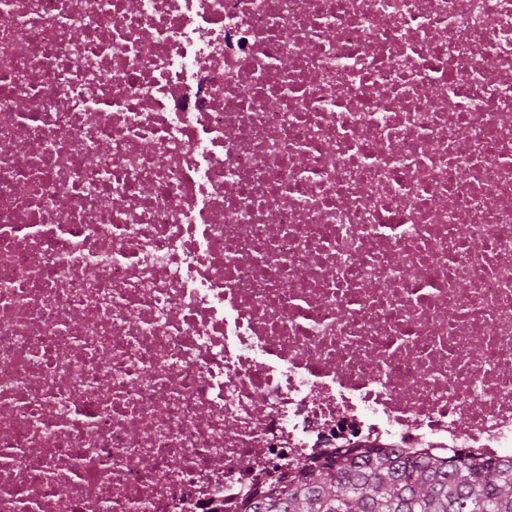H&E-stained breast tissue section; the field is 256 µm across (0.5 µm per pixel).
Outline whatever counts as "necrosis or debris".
Masks as SVG:
<instances>
[{
	"instance_id": "4bbe7bcc",
	"label": "necrosis or debris",
	"mask_w": 512,
	"mask_h": 512,
	"mask_svg": "<svg viewBox=\"0 0 512 512\" xmlns=\"http://www.w3.org/2000/svg\"><path fill=\"white\" fill-rule=\"evenodd\" d=\"M373 448L512 460V0H0V512Z\"/></svg>"
}]
</instances>
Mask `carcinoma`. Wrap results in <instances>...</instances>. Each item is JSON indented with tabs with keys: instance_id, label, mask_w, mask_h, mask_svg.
Here are the masks:
<instances>
[{
	"instance_id": "1",
	"label": "carcinoma",
	"mask_w": 512,
	"mask_h": 512,
	"mask_svg": "<svg viewBox=\"0 0 512 512\" xmlns=\"http://www.w3.org/2000/svg\"><path fill=\"white\" fill-rule=\"evenodd\" d=\"M248 512H512V461L371 449L302 469Z\"/></svg>"
}]
</instances>
